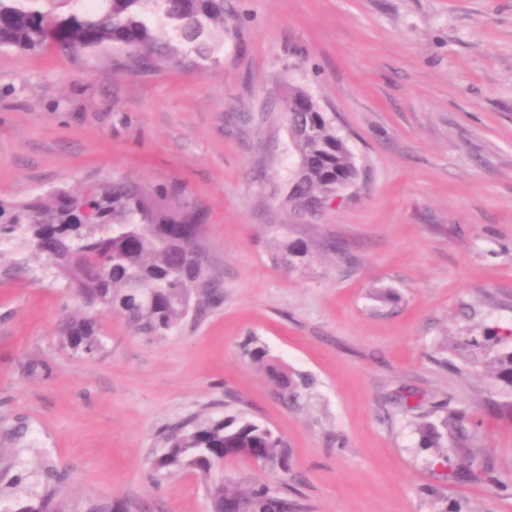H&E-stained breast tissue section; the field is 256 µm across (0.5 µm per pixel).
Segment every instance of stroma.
Masks as SVG:
<instances>
[{"mask_svg": "<svg viewBox=\"0 0 512 512\" xmlns=\"http://www.w3.org/2000/svg\"><path fill=\"white\" fill-rule=\"evenodd\" d=\"M219 65L0 49V201L89 183L171 190L207 216L222 298L140 334L101 308L102 351L62 346L83 313L30 249H0V512H209L201 480L149 479L160 434L244 410L287 439L304 512H512L462 482L405 409L451 401L512 476V420L473 336L512 348V0H224ZM305 91L359 169L325 208L288 204V99ZM305 258L279 261L288 241ZM291 379L284 399L250 351ZM36 372H29V365Z\"/></svg>", "mask_w": 512, "mask_h": 512, "instance_id": "obj_1", "label": "stroma"}]
</instances>
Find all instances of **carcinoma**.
Instances as JSON below:
<instances>
[{"instance_id":"cac0c4a2","label":"carcinoma","mask_w":512,"mask_h":512,"mask_svg":"<svg viewBox=\"0 0 512 512\" xmlns=\"http://www.w3.org/2000/svg\"><path fill=\"white\" fill-rule=\"evenodd\" d=\"M224 0H0V47L22 52L54 47L71 56L118 52L135 70L158 68L177 56L194 55L205 69L218 62L224 46ZM308 95L297 90L288 101L291 138L299 142L298 167L289 201L306 212L336 194L339 181H354L359 170L342 144L332 118L316 113L312 131L301 138L300 120ZM166 192H147L130 182L90 184L78 193L59 190L9 206L0 203V243L13 240L58 270L76 288L85 308L105 307L141 333L161 336L176 328L195 294L219 298L204 239L205 215L190 206L165 205ZM74 352L102 350L92 317L68 318L60 329ZM497 390L487 399L495 411L512 416V349L490 357ZM283 397H297L288 374L267 367ZM423 448H458L454 475L462 481L490 475L472 448L476 432L464 413L446 410L440 424L418 423ZM164 451L150 467L158 476L190 470L204 480L211 512H297L288 501V443L268 426L238 411L221 418H191L162 436ZM254 457L278 480L242 489L209 475L213 458ZM22 512H60L56 489Z\"/></svg>"}]
</instances>
